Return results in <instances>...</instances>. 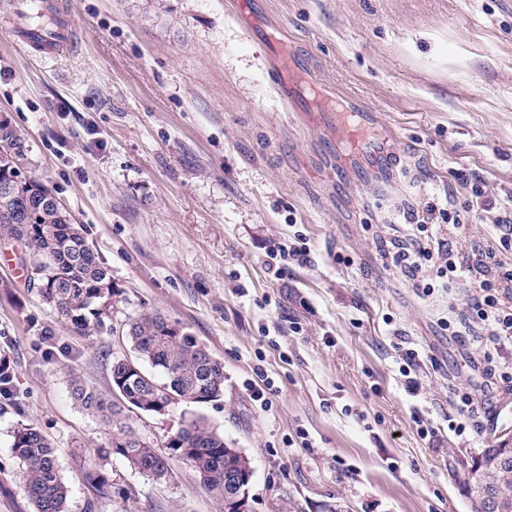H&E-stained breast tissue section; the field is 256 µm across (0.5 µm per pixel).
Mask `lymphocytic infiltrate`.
<instances>
[{"label": "lymphocytic infiltrate", "instance_id": "lymphocytic-infiltrate-1", "mask_svg": "<svg viewBox=\"0 0 512 512\" xmlns=\"http://www.w3.org/2000/svg\"><path fill=\"white\" fill-rule=\"evenodd\" d=\"M457 179L467 192L463 205L444 208L432 202L423 210L403 212L408 242L396 251H383L382 256L426 295L467 282L470 301L466 309L445 320L444 327L453 336L466 325L485 330L488 374L496 383L512 386V360L501 356L503 350L512 348V263L489 251L472 266L456 259L451 250L430 244L434 221L459 228L486 218L499 231L501 244L512 246V195L496 206L486 198L479 176L461 172Z\"/></svg>", "mask_w": 512, "mask_h": 512}]
</instances>
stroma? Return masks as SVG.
Returning a JSON list of instances; mask_svg holds the SVG:
<instances>
[{
	"mask_svg": "<svg viewBox=\"0 0 512 512\" xmlns=\"http://www.w3.org/2000/svg\"><path fill=\"white\" fill-rule=\"evenodd\" d=\"M11 2L0 119L123 294L103 332H77L28 287L21 246L0 244V359L17 400L0 415V512H33L12 452L21 425L56 448L69 512H223L168 446L195 418L249 459L250 512H470L465 465L512 430V393L486 385L485 332L441 327L465 291L423 295L380 251L402 212L464 201L456 171L489 199L512 191V0H251L246 19L237 0H64L74 44L54 59L13 41ZM330 97L380 114L392 171L351 169L335 126L305 106ZM298 234L310 264L275 262ZM433 237L468 262L512 254L488 222L439 223ZM143 308L224 364L221 400L130 413L169 463L161 483L102 457L107 430L71 395L75 376L108 390ZM408 349L415 397L399 373ZM266 379L264 408L252 392ZM457 388L486 411V433L449 430ZM95 469L110 494L88 485Z\"/></svg>",
	"mask_w": 512,
	"mask_h": 512,
	"instance_id": "35a3bbf8",
	"label": "stroma"
}]
</instances>
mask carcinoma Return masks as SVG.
Segmentation results:
<instances>
[{
  "label": "carcinoma",
  "mask_w": 512,
  "mask_h": 512,
  "mask_svg": "<svg viewBox=\"0 0 512 512\" xmlns=\"http://www.w3.org/2000/svg\"><path fill=\"white\" fill-rule=\"evenodd\" d=\"M28 152L25 138L0 119V184H13L9 192L0 191V238L23 243L29 255V285L62 320L76 331L95 332L108 317L100 305L120 297V288L70 210L60 202L46 200L43 184L29 171ZM127 336L139 362L164 371L167 391L118 361L112 364L111 382L124 387L130 397L128 407L116 404L112 393H103L77 378L72 379V395L83 411L112 427L106 455H118L130 468L162 482L170 474L168 461L133 429L128 413H156V407L170 402L169 392L186 403L221 400L223 395L212 391L207 379L210 374L223 375L224 364L211 358L184 328L154 309H143L128 318ZM15 406L13 370L0 361V413ZM171 447L196 469L211 496L224 499V468L231 465L224 454V435L195 420L177 433ZM12 450L20 462L21 481L34 512H67L69 489L48 438L21 426L14 431ZM464 490L469 499L491 492L501 512H512V453L496 444L484 449L467 466Z\"/></svg>",
  "instance_id": "carcinoma-1"
}]
</instances>
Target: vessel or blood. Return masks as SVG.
<instances>
[{"label":"vessel or blood","instance_id":"vessel-or-blood-1","mask_svg":"<svg viewBox=\"0 0 512 512\" xmlns=\"http://www.w3.org/2000/svg\"><path fill=\"white\" fill-rule=\"evenodd\" d=\"M14 36L25 47L48 57L66 54L72 45V24L62 0H17ZM380 123L378 113L356 112L338 131L355 163L364 170H389L394 159L386 148L371 146L370 136Z\"/></svg>","mask_w":512,"mask_h":512}]
</instances>
